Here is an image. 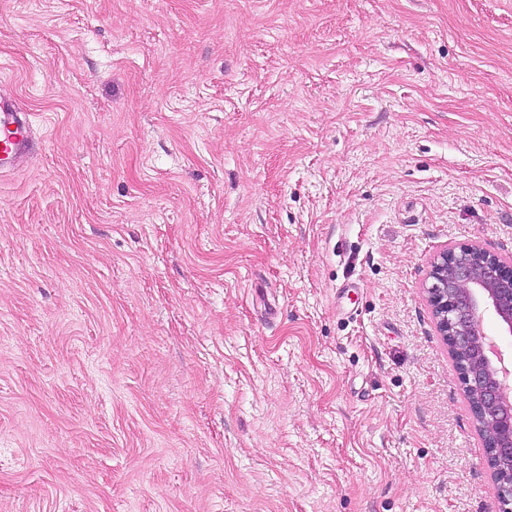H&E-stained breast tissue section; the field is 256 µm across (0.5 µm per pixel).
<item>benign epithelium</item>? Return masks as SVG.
Here are the masks:
<instances>
[{"mask_svg": "<svg viewBox=\"0 0 512 512\" xmlns=\"http://www.w3.org/2000/svg\"><path fill=\"white\" fill-rule=\"evenodd\" d=\"M426 288L436 327L451 352L476 426L487 441L501 512H512V367L483 321L512 336V258L478 244L445 248L431 262Z\"/></svg>", "mask_w": 512, "mask_h": 512, "instance_id": "1", "label": "benign epithelium"}]
</instances>
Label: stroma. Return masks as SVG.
Segmentation results:
<instances>
[{
	"instance_id": "35a3bbf8",
	"label": "stroma",
	"mask_w": 512,
	"mask_h": 512,
	"mask_svg": "<svg viewBox=\"0 0 512 512\" xmlns=\"http://www.w3.org/2000/svg\"><path fill=\"white\" fill-rule=\"evenodd\" d=\"M0 512H499L425 287L512 256V0H0ZM34 140L28 113L0 97V171L19 166L21 159L32 154Z\"/></svg>"
}]
</instances>
